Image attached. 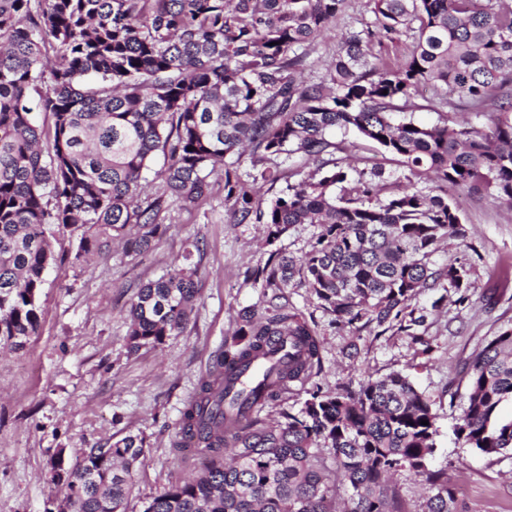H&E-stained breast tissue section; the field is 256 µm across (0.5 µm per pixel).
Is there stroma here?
Masks as SVG:
<instances>
[{"label": "stroma", "instance_id": "obj_1", "mask_svg": "<svg viewBox=\"0 0 512 512\" xmlns=\"http://www.w3.org/2000/svg\"><path fill=\"white\" fill-rule=\"evenodd\" d=\"M373 7V0H351L311 50L305 79L323 76L341 34L372 21ZM452 204L467 237L445 239L434 260L465 264L470 287L465 302L450 290L436 309L434 292L415 299L429 312L421 340L337 323L296 279L276 292L303 313L321 356L306 387L292 391L283 407L298 408L315 390H354L366 376L402 373L432 404L437 434L429 468L447 472L460 512H512V455L482 456L454 433L468 401L470 358L512 329V209L465 192ZM195 241L200 294L186 328L161 346L129 352L131 300ZM267 259L264 225L231 223L216 176L197 205L170 206L148 250L134 253L117 241L109 252L52 268L36 335L23 350L0 348V512H49L58 496L51 458L60 454L71 464L128 434L144 438L146 458L134 473L127 512H143L155 496L198 474L201 460L172 446L180 415L242 312L268 308L276 294L247 278Z\"/></svg>", "mask_w": 512, "mask_h": 512}]
</instances>
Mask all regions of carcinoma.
I'll return each instance as SVG.
<instances>
[{
	"instance_id": "carcinoma-1",
	"label": "carcinoma",
	"mask_w": 512,
	"mask_h": 512,
	"mask_svg": "<svg viewBox=\"0 0 512 512\" xmlns=\"http://www.w3.org/2000/svg\"><path fill=\"white\" fill-rule=\"evenodd\" d=\"M349 0H0V343L25 348L37 333L50 239L77 232L73 262L137 228L131 245L151 246L171 205L201 201L224 179L235 224L266 225L272 246L250 278L279 288L299 274L322 308L348 325L397 329L421 340L424 311L412 300L448 286L466 299L465 266L433 261L440 241L465 238L448 190L489 193L512 209V5L506 0H374V22L341 37L317 81L301 78L309 49ZM412 36L400 65L372 51ZM422 86L441 106L455 96L488 125L449 119L427 126L394 118ZM38 98L51 117L35 124ZM352 132L400 159L384 172L336 157L330 139ZM164 165L152 171L153 158ZM250 156L251 170L240 169ZM295 158L317 162L297 181ZM162 194L138 201L148 172ZM422 171L434 188L413 182ZM286 181L267 203L257 185ZM296 224L321 231L302 257L275 243ZM200 251L199 244H194ZM193 251V252H195ZM188 250L140 289L127 310L128 345L158 347L183 331L199 288ZM296 337L303 359L278 370L262 405L288 399L320 362V347L297 310L274 304L247 312L216 371L184 407L172 447L195 442L202 472L154 497L143 512H402L389 485L398 472L426 475L424 512H457L442 470H428L436 415L407 376H371L358 389L309 393L293 413L224 418L220 370L248 361L275 336ZM467 407L457 439L485 456L512 453V330L490 340L468 367ZM428 424L423 425L421 421ZM144 440L126 435L92 448L53 477L72 512H127Z\"/></svg>"
}]
</instances>
